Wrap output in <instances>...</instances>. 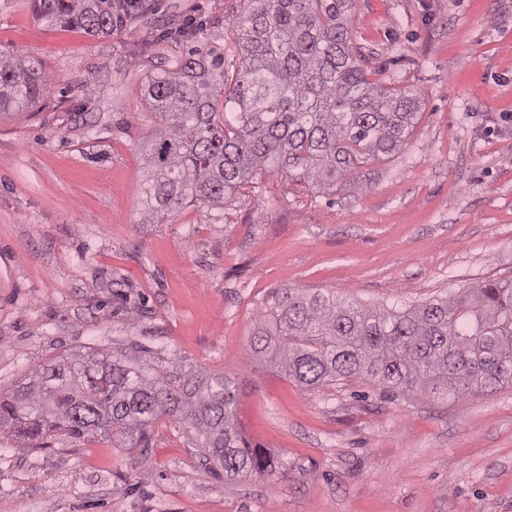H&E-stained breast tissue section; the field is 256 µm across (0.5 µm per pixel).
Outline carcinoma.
Wrapping results in <instances>:
<instances>
[{
	"mask_svg": "<svg viewBox=\"0 0 512 512\" xmlns=\"http://www.w3.org/2000/svg\"><path fill=\"white\" fill-rule=\"evenodd\" d=\"M244 2L233 28L234 83L224 55L201 46L143 86L160 118L145 224L185 204L222 207L270 166L293 182L334 189L403 149L413 133L422 98L372 79L352 40L353 0ZM36 16L97 34L114 27L112 0H36ZM49 82L39 63L0 50L1 114L30 111ZM250 352L309 388L362 380L457 400L492 392L512 384V281L478 283L404 311L286 289L261 315ZM236 402L226 377L138 344L79 350L33 369L0 397V431L40 448L55 436L112 432L143 456L151 423L165 417L201 438L210 472L230 480L268 475L275 464L240 435Z\"/></svg>",
	"mask_w": 512,
	"mask_h": 512,
	"instance_id": "carcinoma-1",
	"label": "carcinoma"
}]
</instances>
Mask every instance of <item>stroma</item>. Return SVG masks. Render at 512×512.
I'll use <instances>...</instances> for the list:
<instances>
[{
	"label": "stroma",
	"instance_id": "35a3bbf8",
	"mask_svg": "<svg viewBox=\"0 0 512 512\" xmlns=\"http://www.w3.org/2000/svg\"><path fill=\"white\" fill-rule=\"evenodd\" d=\"M147 2L94 37L0 0V49L52 79L41 111L0 117V393L64 351L136 343L229 378L242 437L277 466L214 476L165 418L144 458L108 435L2 433L0 512H512V387L308 390L247 352L286 288L402 308L512 279V0H354L379 80L424 101L406 146L330 194L268 169L159 224L142 221L141 88L201 43L237 63L244 4Z\"/></svg>",
	"mask_w": 512,
	"mask_h": 512
}]
</instances>
